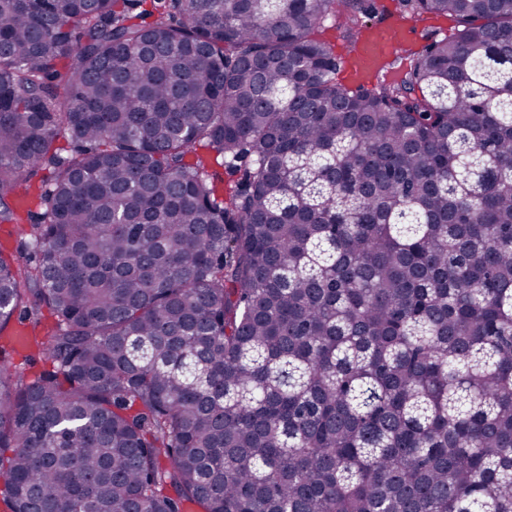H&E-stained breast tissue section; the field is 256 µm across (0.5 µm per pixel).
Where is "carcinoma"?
I'll use <instances>...</instances> for the list:
<instances>
[{
    "instance_id": "cac0c4a2",
    "label": "carcinoma",
    "mask_w": 512,
    "mask_h": 512,
    "mask_svg": "<svg viewBox=\"0 0 512 512\" xmlns=\"http://www.w3.org/2000/svg\"><path fill=\"white\" fill-rule=\"evenodd\" d=\"M401 7L353 88L361 0H0L8 512H512V0ZM423 19L428 33H426L424 37L419 34L417 40L407 44V48H418L420 45H424L432 39H440L450 34L452 23L447 19L433 15H424ZM322 30L323 32L321 36L333 45L337 58H341L342 61H344V65L341 68L338 78L346 85L355 87L361 78H354L348 64L345 69V60L349 61L346 48L348 42L343 37L342 30L338 27V20L334 17L327 19ZM29 224L30 221L24 220L22 233L16 224H0V246L5 255H12L14 258L30 256L29 237L26 236ZM33 306V301L27 304V308H25L24 304L1 335L4 336V338L11 336V332L15 328L27 326L28 321H24L22 318L26 316V310H29ZM4 338L2 341L0 340V369L7 368L11 373L15 371L23 373L28 379H33L41 372L51 369V364L37 350L35 352L30 350L25 354H19L9 345L4 344Z\"/></svg>"
}]
</instances>
